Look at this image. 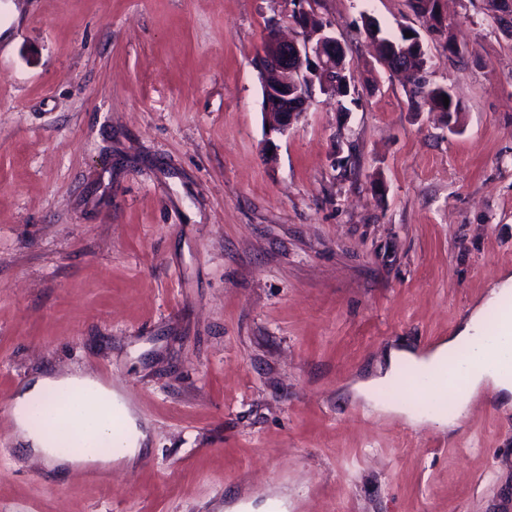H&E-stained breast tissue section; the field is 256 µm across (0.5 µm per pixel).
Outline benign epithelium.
<instances>
[{
	"label": "benign epithelium",
	"instance_id": "obj_1",
	"mask_svg": "<svg viewBox=\"0 0 512 512\" xmlns=\"http://www.w3.org/2000/svg\"><path fill=\"white\" fill-rule=\"evenodd\" d=\"M294 8L287 20L300 32V39H284L280 36V23L269 25L267 36L260 49L258 65L262 93L267 103L264 112L268 135H286L305 112L315 91L336 94V85L352 79V66L346 61L344 44L331 31L313 8V0H290ZM443 0H429L432 13L425 21L436 35L450 31L447 19L441 11ZM412 55L401 40L388 44L378 59L384 67L393 60L399 61L396 71L411 74L417 71L414 63L425 57L422 43H416Z\"/></svg>",
	"mask_w": 512,
	"mask_h": 512
}]
</instances>
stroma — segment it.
<instances>
[{"instance_id": "stroma-1", "label": "stroma", "mask_w": 512, "mask_h": 512, "mask_svg": "<svg viewBox=\"0 0 512 512\" xmlns=\"http://www.w3.org/2000/svg\"><path fill=\"white\" fill-rule=\"evenodd\" d=\"M316 0L355 92L268 139L256 60L290 0H0V405L38 374L120 392L110 484L38 479L0 414V512H512V409L453 432L353 391L512 271V37L446 0ZM415 29L458 129L363 32Z\"/></svg>"}]
</instances>
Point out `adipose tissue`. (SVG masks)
Instances as JSON below:
<instances>
[{
  "label": "adipose tissue",
  "mask_w": 512,
  "mask_h": 512,
  "mask_svg": "<svg viewBox=\"0 0 512 512\" xmlns=\"http://www.w3.org/2000/svg\"><path fill=\"white\" fill-rule=\"evenodd\" d=\"M490 308L498 311L492 326L485 319V312ZM460 348L467 349L466 358H457L456 351ZM508 358H512V272L505 273L482 304L464 318L454 335L431 352L418 356L406 350H391L384 377L395 378L404 363L422 377L443 364L455 363L463 379L462 385L444 384L435 388L439 397H451L454 415L427 418L428 423L452 429L460 421V412L468 410L481 394L489 392L501 402L512 401V375L502 373L499 367L500 361ZM54 395L66 400L70 431L86 434L94 440L109 441L113 438L112 407L118 394L86 375L53 374L38 377L16 396L13 414L24 443L33 453L52 457L54 464L63 468L74 464V457L53 456L54 430L31 429L26 417L30 402Z\"/></svg>",
  "instance_id": "1"
}]
</instances>
